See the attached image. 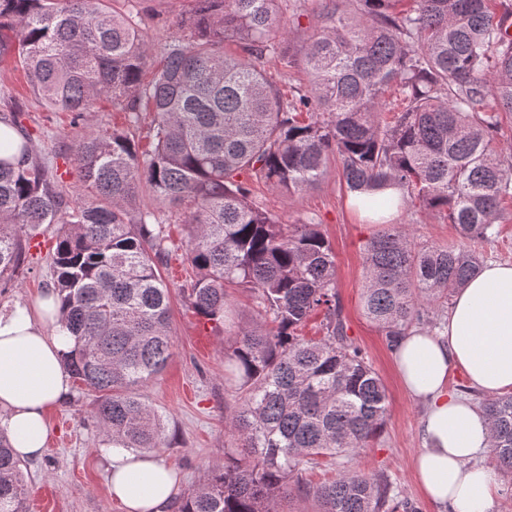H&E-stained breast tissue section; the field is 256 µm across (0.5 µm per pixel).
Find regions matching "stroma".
<instances>
[{
	"label": "stroma",
	"instance_id": "1",
	"mask_svg": "<svg viewBox=\"0 0 512 512\" xmlns=\"http://www.w3.org/2000/svg\"><path fill=\"white\" fill-rule=\"evenodd\" d=\"M191 6V0L112 3L119 12L138 9L144 31L157 44L175 34L177 19ZM282 18L294 35L295 45H302L318 25L317 2L282 0ZM7 101L18 106V133L31 134L42 156L60 160L70 199L76 203L89 200L91 192L70 159L72 149L88 134L126 128V114L106 100L79 116L50 109L33 94L24 70L11 59L0 64V105ZM250 189L282 223L302 224L312 218L321 224L336 254L337 292L348 334L366 354L388 394L386 422L368 447L340 458L321 456L306 465L301 488H289L272 502L273 512H321L315 489L343 470H359L387 482L398 504L396 512H405L409 506L414 512H443L442 506L423 495L412 468V459L423 445L419 427L425 406L403 391L385 335L366 317L361 302L363 246L379 232V225L369 222L365 213L354 207L334 162L329 163L318 184L301 192L275 190L262 183L251 184ZM194 208V201L187 200L170 210L174 221L166 227L169 255L159 272L171 291L172 358L141 390L163 420L165 440L156 454L175 470L180 495L196 488L207 468L223 461L225 449L236 444L235 437L224 428L225 415L240 404L235 387L226 380L225 357L234 347L236 332L261 321L252 293L244 288L227 291L230 323H213L194 313L187 290L196 271L186 259L187 230L179 222L180 216ZM388 222L404 227L419 245L445 246L457 239L454 226L435 211L396 210ZM56 233L53 224L36 230L23 270L0 279V308L33 300L51 286L48 251ZM47 422L52 437L43 456L24 467L30 512H122L119 506L107 503V462L96 452L103 437L79 383H72L68 398L48 410Z\"/></svg>",
	"mask_w": 512,
	"mask_h": 512
}]
</instances>
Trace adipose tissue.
Listing matches in <instances>:
<instances>
[{"instance_id":"adipose-tissue-1","label":"adipose tissue","mask_w":512,"mask_h":512,"mask_svg":"<svg viewBox=\"0 0 512 512\" xmlns=\"http://www.w3.org/2000/svg\"><path fill=\"white\" fill-rule=\"evenodd\" d=\"M52 291L0 313V434L20 460L46 446L47 410L67 399L71 381L62 355L73 345ZM405 392L422 402L426 446L413 466L424 495L449 512H491L496 489L477 457L491 448L485 415L448 389L462 370L483 392L512 391V265L490 263L455 295L440 335L414 331L394 351ZM107 495L124 512H166L175 492L170 466L150 454L106 448Z\"/></svg>"}]
</instances>
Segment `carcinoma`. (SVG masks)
Instances as JSON below:
<instances>
[{
	"label": "carcinoma",
	"mask_w": 512,
	"mask_h": 512,
	"mask_svg": "<svg viewBox=\"0 0 512 512\" xmlns=\"http://www.w3.org/2000/svg\"><path fill=\"white\" fill-rule=\"evenodd\" d=\"M279 2L194 0L152 70L137 12L110 0H0V60L16 58L45 104L79 114L106 98L132 126L75 145L93 192L76 205L32 138L0 143L19 154L0 156V278L27 259V231L59 225L52 288L75 338L63 365L102 435L133 450L163 442V420L140 393L173 348L162 206L196 203L184 217L192 308L224 323L226 289L249 288L273 324L235 333L228 364L245 397L225 427L241 447L175 512H271L303 464L365 447L387 416L386 387L347 334L330 242L311 221L280 223L251 183L302 191L333 159L375 221L417 206L445 213L456 244L418 246L390 227L363 246V309L391 346L415 324L443 328L448 300L481 268L472 244L494 235L512 201V154L496 145L512 116V0L494 15L490 0H329L300 49L307 90L290 98L263 68L288 53ZM141 112L153 113L149 151L135 141ZM317 314L322 335L308 338ZM479 405L498 470L512 475V392ZM315 495L322 512L389 506V486L360 471ZM27 497L23 463L0 435V512H29Z\"/></svg>",
	"instance_id": "cac0c4a2"
}]
</instances>
